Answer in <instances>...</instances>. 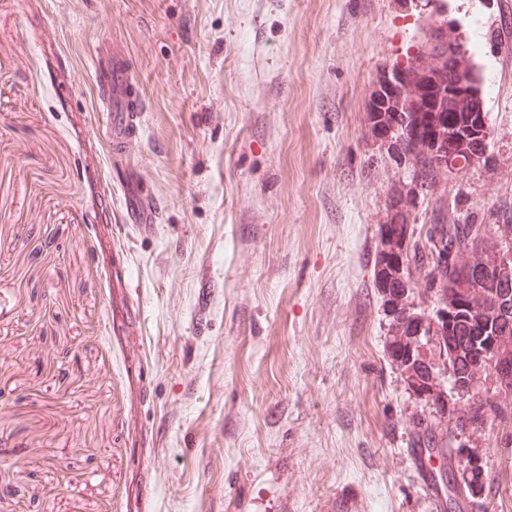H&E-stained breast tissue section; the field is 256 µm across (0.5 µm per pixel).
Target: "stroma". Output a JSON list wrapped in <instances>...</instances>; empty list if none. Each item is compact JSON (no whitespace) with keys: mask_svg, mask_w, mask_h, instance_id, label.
<instances>
[{"mask_svg":"<svg viewBox=\"0 0 512 512\" xmlns=\"http://www.w3.org/2000/svg\"><path fill=\"white\" fill-rule=\"evenodd\" d=\"M485 21L512 198V25ZM404 0H0V512H434L372 258L397 171L369 94ZM144 105L111 153L98 61ZM156 209L151 234L127 215Z\"/></svg>","mask_w":512,"mask_h":512,"instance_id":"35a3bbf8","label":"stroma"}]
</instances>
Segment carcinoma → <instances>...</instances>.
I'll use <instances>...</instances> for the list:
<instances>
[{"label":"carcinoma","instance_id":"1","mask_svg":"<svg viewBox=\"0 0 512 512\" xmlns=\"http://www.w3.org/2000/svg\"><path fill=\"white\" fill-rule=\"evenodd\" d=\"M447 42L445 47L428 41L418 53L442 70L447 47L471 61L465 41L450 36ZM452 77L444 71L436 76L439 87L427 94L425 110L409 118L414 123L429 119L448 137L423 132L397 138L395 150H386L407 177L390 187L373 286L388 318L391 364L400 370L408 392L427 393L425 408L409 418V447L441 449L448 465L457 467L461 496L478 492L488 498L497 493V484L487 462L457 437L483 440L490 431L496 447L512 442V266L503 265L496 248L499 240L512 239V200H501L480 214L467 206L463 193L456 192L451 200L438 193L450 172L439 158L470 153L489 161L488 143L477 127V103L448 93ZM392 118L389 92L377 84L367 112V136L379 140L390 131ZM415 180L425 189L419 197L411 189ZM420 213L424 223L440 230L442 248L436 253L415 236ZM420 280L427 284L426 300L448 307V322L433 331L418 319L424 310L411 308ZM481 381L490 382L491 389L476 399L467 387Z\"/></svg>","mask_w":512,"mask_h":512}]
</instances>
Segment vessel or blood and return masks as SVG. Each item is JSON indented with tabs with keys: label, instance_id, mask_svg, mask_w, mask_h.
<instances>
[{
	"label": "vessel or blood",
	"instance_id": "obj_1",
	"mask_svg": "<svg viewBox=\"0 0 512 512\" xmlns=\"http://www.w3.org/2000/svg\"><path fill=\"white\" fill-rule=\"evenodd\" d=\"M131 77L127 68L113 64L107 77L95 83V94L99 101L101 120L105 134L114 150H122L133 136L135 115L130 108L127 89ZM416 471L422 485L427 489L436 512H442L444 504L435 487L433 472L420 449H413Z\"/></svg>",
	"mask_w": 512,
	"mask_h": 512
}]
</instances>
